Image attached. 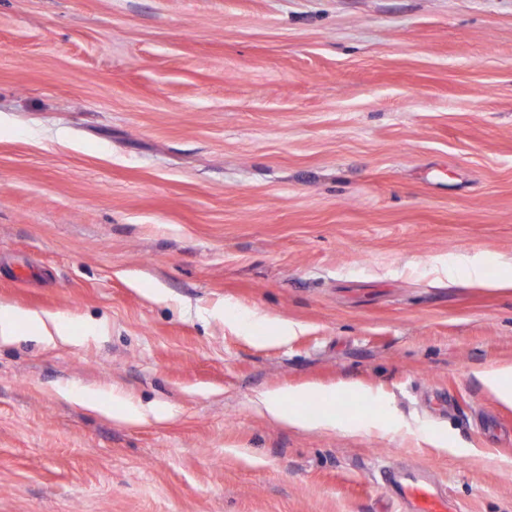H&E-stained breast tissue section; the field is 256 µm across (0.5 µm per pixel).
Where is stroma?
Listing matches in <instances>:
<instances>
[{"label": "stroma", "instance_id": "35a3bbf8", "mask_svg": "<svg viewBox=\"0 0 512 512\" xmlns=\"http://www.w3.org/2000/svg\"><path fill=\"white\" fill-rule=\"evenodd\" d=\"M510 277L512 0H0V512H512ZM23 325L27 331L36 336L46 346L64 341L69 334V327L60 316H41L38 313L21 309L0 310V341L8 343L19 334ZM478 376L501 402L512 405V365L486 368ZM306 395V391H303V393H292L290 391L264 392L257 397L255 407L258 412L268 418L289 426L315 430L335 429L337 424L336 418L331 415L323 414L314 419L307 420L302 414L287 409V401L304 399ZM378 480L387 496L404 512H450L441 487L420 466L391 464L380 470Z\"/></svg>", "mask_w": 512, "mask_h": 512}]
</instances>
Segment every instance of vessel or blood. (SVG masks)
<instances>
[{
	"label": "vessel or blood",
	"instance_id": "b4317fda",
	"mask_svg": "<svg viewBox=\"0 0 512 512\" xmlns=\"http://www.w3.org/2000/svg\"><path fill=\"white\" fill-rule=\"evenodd\" d=\"M378 479L385 494L404 512H451L441 487L420 466L391 464L380 470Z\"/></svg>",
	"mask_w": 512,
	"mask_h": 512
}]
</instances>
